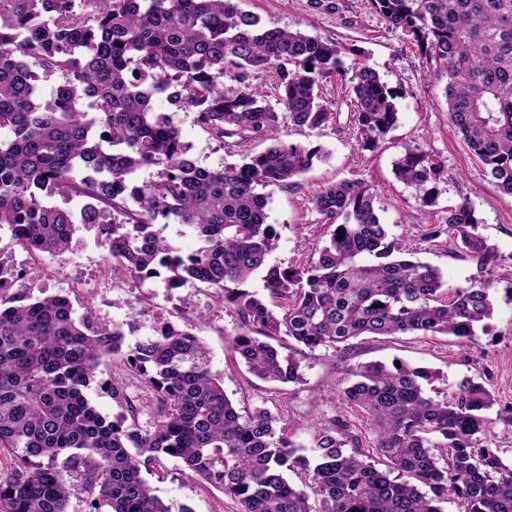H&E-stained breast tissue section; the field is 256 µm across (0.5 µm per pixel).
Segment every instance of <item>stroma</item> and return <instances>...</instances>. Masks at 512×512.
<instances>
[{
	"label": "stroma",
	"mask_w": 512,
	"mask_h": 512,
	"mask_svg": "<svg viewBox=\"0 0 512 512\" xmlns=\"http://www.w3.org/2000/svg\"><path fill=\"white\" fill-rule=\"evenodd\" d=\"M340 3L339 11L329 13L314 8L311 0H239L242 10L260 16L266 24L298 29L359 49L381 81L398 94L397 124L372 151L363 149L354 135L350 88L334 81L325 83L322 89L336 111L328 126L318 132L285 127V141L320 146L327 157L300 176L298 187L266 188L268 221L279 234L269 261L297 267L317 257L327 235L321 216L310 203L311 195L323 184L356 179L375 193L376 205L392 237L399 239L413 257L438 268L449 289L468 287L478 279L492 281L494 313L488 332L480 331L463 340L444 335L362 336L339 351L310 350L294 344L289 353L300 365L301 379L277 389L228 358L227 341L240 332L241 321L234 310L220 303L214 289L199 282L169 289L159 287L154 280L113 278L111 257L99 243V228L77 225L76 237L89 241V248L76 254L66 250L45 255L38 268L31 265L26 250L11 244L9 231L2 229L0 254L23 274L16 289L36 285L46 294L68 296L75 316L88 314L100 326L120 327L128 343L153 335L166 321L191 329L207 346L211 368L222 377L224 391L238 411L247 415L266 408L290 423L297 442L303 446V455L313 456L315 435L338 414L355 425L369 462L378 463L366 420L346 400L343 390L353 382L359 366L398 358L438 371L441 379L434 387L441 399L464 379L485 384L496 398L488 412L492 424L485 442L511 464L512 427L500 421L498 415L512 405V196L502 193L479 161L450 134L444 95L446 76L427 63L401 32L391 29L373 12L367 0ZM154 109L172 117L202 167L219 169L227 163L241 162L243 154L264 148L260 141L241 146L232 138L217 141L198 125L194 112L176 109L165 99H155ZM409 145L420 146L451 174L450 179L438 182L439 196L434 206L423 205L415 189L394 173L395 162ZM465 198L480 220L479 234L495 248L499 257L496 265H480L451 236L435 240L426 237L432 225L442 222L446 210ZM114 378L122 380L127 397L137 406L140 427L153 429L157 415L154 394L121 360L101 366L86 390L90 403L109 419L125 415V405L113 400L103 387ZM147 479L172 512L185 507L191 512H238L237 502L192 476L181 459L163 458Z\"/></svg>",
	"instance_id": "35a3bbf8"
}]
</instances>
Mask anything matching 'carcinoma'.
<instances>
[{
  "label": "carcinoma",
  "instance_id": "cac0c4a2",
  "mask_svg": "<svg viewBox=\"0 0 512 512\" xmlns=\"http://www.w3.org/2000/svg\"><path fill=\"white\" fill-rule=\"evenodd\" d=\"M369 3L447 76L449 131L512 195V0ZM257 71L271 78L270 94L253 84ZM41 74L59 75L46 95ZM330 79L350 82L356 137L377 148L396 125L398 93L364 59L346 63L336 42L266 26L235 0H0V129L12 133L0 140V227L26 251L52 254L69 247L75 225L98 226L113 274L209 285L241 319L242 332L228 339L233 359L270 383L299 379L297 362L278 349L288 341L338 350L360 336L467 339L487 329L492 283L450 293L438 269L401 257L375 194L357 180L311 195L329 233L317 258L268 264L278 232L261 189L296 185L324 157L319 146L284 142L281 129L319 131L333 119L322 95ZM161 95L197 112L221 142L270 146L203 168L173 121L154 111ZM147 166L157 179L134 184ZM395 170L423 204L436 203L441 163L413 147ZM53 193L82 199L79 214L41 200ZM171 221L194 228L201 247L173 246L160 228ZM478 224L464 199L429 237L451 233L489 263L494 251ZM260 271L262 294L250 287ZM18 279L0 258V454L10 458L0 512H71L80 497L93 512H171L142 476L166 456L240 512H441L450 494L463 512H512V464L484 444L495 399L480 382L465 379L440 401L425 390L438 379L426 367L362 365L344 395L363 412L386 469L365 460L340 415L315 436L309 458L268 409L238 413L189 330L166 322L131 346L120 328L75 318L64 295L13 290ZM111 358L154 391V429H141L116 380L112 399L130 418L110 421L88 401L84 389ZM290 473L305 478L293 483Z\"/></svg>",
  "mask_w": 512,
  "mask_h": 512
}]
</instances>
